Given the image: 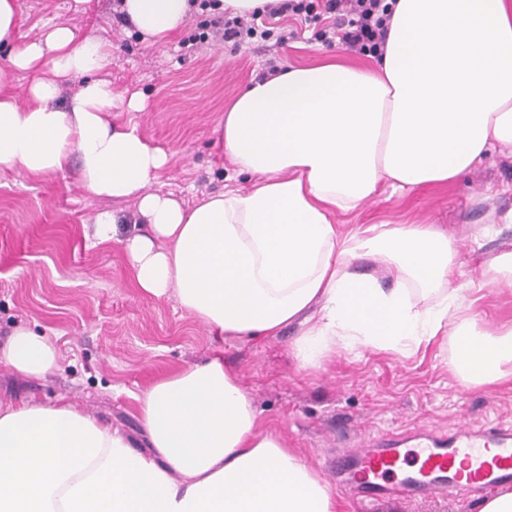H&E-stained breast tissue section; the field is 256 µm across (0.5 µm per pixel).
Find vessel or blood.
Masks as SVG:
<instances>
[{"mask_svg":"<svg viewBox=\"0 0 512 512\" xmlns=\"http://www.w3.org/2000/svg\"><path fill=\"white\" fill-rule=\"evenodd\" d=\"M343 459L359 477V492L371 499L434 500L451 488L510 487L512 428L488 427L480 437L467 430L385 436L374 448L363 441L345 448Z\"/></svg>","mask_w":512,"mask_h":512,"instance_id":"1","label":"vessel or blood"}]
</instances>
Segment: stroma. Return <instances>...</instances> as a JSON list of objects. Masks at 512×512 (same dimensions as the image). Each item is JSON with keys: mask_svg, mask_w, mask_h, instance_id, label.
<instances>
[{"mask_svg": "<svg viewBox=\"0 0 512 512\" xmlns=\"http://www.w3.org/2000/svg\"><path fill=\"white\" fill-rule=\"evenodd\" d=\"M20 42L42 37L46 24L72 27L78 40L112 44V61L99 78L115 95L140 94L139 112L113 109L116 123L136 124L171 158L150 188L195 204L224 186L248 187L225 156L214 132L251 78L269 58L310 64L317 24L284 22V45L255 39L239 49L210 41L194 51L183 41L197 34L194 14L176 38L163 45L140 42L115 20V0H17ZM116 211L134 220L135 201L87 196L75 170L42 179L0 174V341L24 325L49 336L59 366L42 379L0 368V404L67 397L145 447L135 393L157 378L222 354L250 395L261 426L274 429L319 471L344 503V512H477L483 489L451 493L436 501L382 499L359 502L347 474L334 467L342 445L380 433L426 427L448 433L463 423L512 424V383L466 386L453 372L446 337L407 355L368 348L338 351L318 367H302L292 343L301 329L281 335L217 341L174 299H156L136 287L119 243L93 239L96 213ZM512 151L495 147L469 173L443 185L378 192L362 207L337 216L346 229L366 224H437L459 240L466 276L512 250ZM490 235H482L484 227Z\"/></svg>", "mask_w": 512, "mask_h": 512, "instance_id": "35a3bbf8", "label": "stroma"}]
</instances>
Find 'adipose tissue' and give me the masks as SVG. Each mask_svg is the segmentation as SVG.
Here are the masks:
<instances>
[{"label":"adipose tissue","instance_id":"adipose-tissue-1","mask_svg":"<svg viewBox=\"0 0 512 512\" xmlns=\"http://www.w3.org/2000/svg\"><path fill=\"white\" fill-rule=\"evenodd\" d=\"M119 9L151 45L197 11L192 0ZM18 30L17 0H0V80L35 75L25 103L0 96V172L41 178L74 159L88 195L136 199L141 231L120 236L116 214L102 212L93 236L122 242L143 293L174 298L221 340L299 324L293 350L304 366L360 346L404 355L446 335L464 383L512 380V324L478 323L473 281L453 280L452 234L335 222L379 187L445 184L494 146L512 148V0H395L374 66L326 59L252 80L215 128L251 185L191 207L149 188L167 152L112 122V85L97 76L111 43L57 25L21 44ZM364 261L373 271H360ZM58 363L53 343L25 326L0 345V366L30 377ZM135 401L143 452L67 401L0 407V512H338L323 476L259 430L222 357L159 378Z\"/></svg>","mask_w":512,"mask_h":512}]
</instances>
